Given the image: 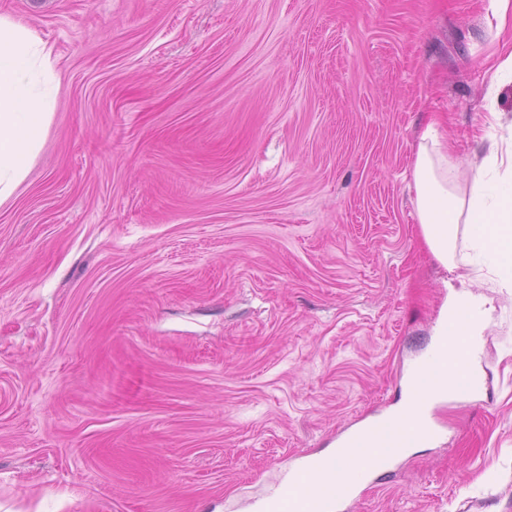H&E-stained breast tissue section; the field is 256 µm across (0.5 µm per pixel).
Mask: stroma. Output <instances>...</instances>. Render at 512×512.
<instances>
[{"mask_svg": "<svg viewBox=\"0 0 512 512\" xmlns=\"http://www.w3.org/2000/svg\"><path fill=\"white\" fill-rule=\"evenodd\" d=\"M487 0H0L60 92L0 204V512H256L394 409L451 274L407 188L478 151ZM482 395L354 512H512V288Z\"/></svg>", "mask_w": 512, "mask_h": 512, "instance_id": "1", "label": "stroma"}]
</instances>
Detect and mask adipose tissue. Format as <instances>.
Masks as SVG:
<instances>
[{
	"instance_id": "adipose-tissue-1",
	"label": "adipose tissue",
	"mask_w": 512,
	"mask_h": 512,
	"mask_svg": "<svg viewBox=\"0 0 512 512\" xmlns=\"http://www.w3.org/2000/svg\"><path fill=\"white\" fill-rule=\"evenodd\" d=\"M60 80L52 50L29 26L0 14V203L28 177L53 117ZM503 113L490 110L486 125L475 132L486 150L467 170L448 156V117L428 113L411 168L410 190L420 234L436 259L450 268H488L499 287L512 288V142L500 143L496 131ZM464 192H455V182ZM463 300V326L439 327L456 353L457 335L483 339L491 325V301L464 288L450 295Z\"/></svg>"
}]
</instances>
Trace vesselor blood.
I'll list each match as a JSON object with an SVG mask.
<instances>
[{"label": "vessel or blood", "instance_id": "b4317fda", "mask_svg": "<svg viewBox=\"0 0 512 512\" xmlns=\"http://www.w3.org/2000/svg\"><path fill=\"white\" fill-rule=\"evenodd\" d=\"M447 350V337H436L430 352L412 364L407 375L409 385H416L422 375L440 371L441 356ZM435 436V428L423 407L418 408L410 428L395 413L369 420L346 430L330 455L300 457L289 469L287 480L267 495L260 508L262 512H341L345 503L356 502L357 489L371 474L391 468L404 449L427 447ZM328 468L336 470L343 494L324 489L311 491V476Z\"/></svg>", "mask_w": 512, "mask_h": 512}]
</instances>
